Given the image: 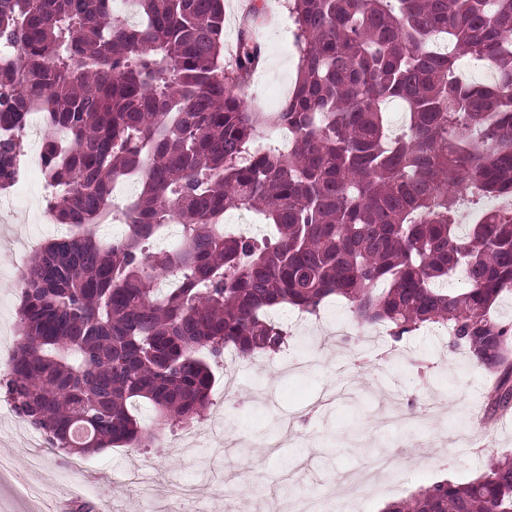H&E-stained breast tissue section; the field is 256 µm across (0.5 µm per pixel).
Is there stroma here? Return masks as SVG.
<instances>
[{"label":"stroma","mask_w":512,"mask_h":512,"mask_svg":"<svg viewBox=\"0 0 512 512\" xmlns=\"http://www.w3.org/2000/svg\"><path fill=\"white\" fill-rule=\"evenodd\" d=\"M264 2L271 18L261 32L265 64L240 89L258 112L268 106L254 97V89L265 87L287 97L298 64L291 0ZM26 183L29 204L0 216V359L5 360L20 341L16 309L21 287L8 268L25 241L52 236L40 168H30ZM293 317L290 311L283 316L292 334L286 353L305 362V370L287 372L278 359L265 357L214 365L212 408L222 412L223 424L215 426L209 416L196 420L198 441L188 452L178 446L182 429L176 426L166 430L165 447L109 448L78 459L49 450L33 458L38 433L13 412L0 388V457L12 469L9 479L0 480V512H78L85 502L108 504L111 512H137L138 491L129 474L140 466L155 472L157 512L180 507L179 490L186 484L202 490L194 502L197 512H230L235 501L247 497L253 512H268L279 497L276 482L284 461L306 463L293 483V496L301 499L331 486L342 473H371L375 456L387 450L397 466L367 497L355 500L350 487L341 490L351 512H381L387 503L434 481L467 482L483 471L488 456L512 452V413L496 416L487 396L491 375L451 350L433 329L394 347L389 338L373 343L350 330L351 314L343 303L306 324H293ZM435 397L444 402L439 447L428 446L427 429L378 423L389 405L404 412ZM356 404L369 418L360 429L352 425ZM292 413L302 417L297 435L284 438L275 454L241 453L224 440L228 432H266L273 418ZM27 485L49 488L51 495L29 498L23 492Z\"/></svg>","instance_id":"stroma-1"}]
</instances>
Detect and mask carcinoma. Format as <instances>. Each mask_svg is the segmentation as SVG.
<instances>
[{
  "label": "carcinoma",
  "mask_w": 512,
  "mask_h": 512,
  "mask_svg": "<svg viewBox=\"0 0 512 512\" xmlns=\"http://www.w3.org/2000/svg\"><path fill=\"white\" fill-rule=\"evenodd\" d=\"M0 0V189L21 177L33 112L45 201L70 231L29 261L8 361L16 414L70 456L149 447L136 403L188 427L211 403V363L276 353L272 314H316L336 296L359 328L394 342L433 325L496 376L512 406V324L493 309L512 291V209L461 234L456 206L512 196V0H292L298 76L276 112L229 89L264 58L263 6L240 21L232 70L224 0ZM493 83L458 75L459 53ZM406 121L388 130L383 106ZM292 130L288 152L259 143ZM137 176L120 207L114 180ZM245 209L262 241L224 232ZM119 219L117 238L99 225ZM179 242L147 247L168 225ZM465 274L468 286L442 284ZM383 512H512V454L467 483L437 480ZM224 224L229 230L248 232L250 229L260 227L265 233L270 234V230L260 224L258 217L253 212L240 209H229L224 213Z\"/></svg>",
  "instance_id": "obj_1"
}]
</instances>
